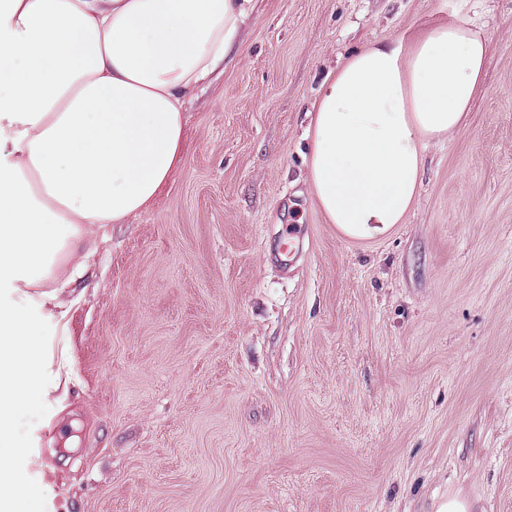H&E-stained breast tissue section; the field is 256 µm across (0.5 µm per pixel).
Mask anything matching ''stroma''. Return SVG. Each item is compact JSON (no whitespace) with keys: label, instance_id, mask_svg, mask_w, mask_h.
<instances>
[{"label":"stroma","instance_id":"35a3bbf8","mask_svg":"<svg viewBox=\"0 0 512 512\" xmlns=\"http://www.w3.org/2000/svg\"><path fill=\"white\" fill-rule=\"evenodd\" d=\"M452 15L488 41L467 129L429 141L404 223L346 234L309 193L311 106L353 51ZM183 132L94 238L28 478L66 512H512V0H259Z\"/></svg>","mask_w":512,"mask_h":512}]
</instances>
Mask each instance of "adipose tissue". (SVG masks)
Here are the masks:
<instances>
[{
  "label": "adipose tissue",
  "instance_id": "ef3b65f1",
  "mask_svg": "<svg viewBox=\"0 0 512 512\" xmlns=\"http://www.w3.org/2000/svg\"><path fill=\"white\" fill-rule=\"evenodd\" d=\"M256 6L0 0V512H46L19 463L69 393L62 294L84 241L146 210L179 166L182 97L225 70ZM487 53L451 20L348 56L310 125V191L329 223L362 237L403 223L425 144L465 131Z\"/></svg>",
  "mask_w": 512,
  "mask_h": 512
}]
</instances>
